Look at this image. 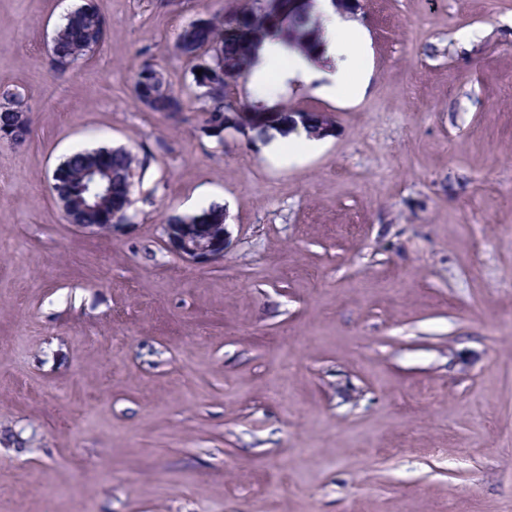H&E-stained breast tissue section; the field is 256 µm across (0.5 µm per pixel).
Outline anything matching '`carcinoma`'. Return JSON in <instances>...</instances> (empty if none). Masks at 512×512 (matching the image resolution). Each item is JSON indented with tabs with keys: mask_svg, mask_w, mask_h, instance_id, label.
I'll return each instance as SVG.
<instances>
[{
	"mask_svg": "<svg viewBox=\"0 0 512 512\" xmlns=\"http://www.w3.org/2000/svg\"><path fill=\"white\" fill-rule=\"evenodd\" d=\"M290 0H232L221 13L192 21L179 34L177 52L193 63L192 83L206 103L203 125L224 117V90L239 88L247 82L255 53L266 41H278L288 50H296L313 63L321 43V28L311 9L288 8ZM107 35L105 19L90 4H84L65 16L55 31L53 61L61 71L78 66ZM202 73H197V70ZM133 92L136 99L152 112L175 119L185 109L178 95L157 68L142 64L136 73ZM239 112L254 115L273 114L283 123L294 108L286 103L268 104L262 99L241 96ZM27 102L20 93L6 89L0 93V137L6 141L25 139L30 133L26 119ZM97 166L112 170L111 196L96 202L82 191L86 172ZM141 160L123 147L78 150L68 155L53 174V189L64 204L67 215L84 224L110 223L112 208L130 201L135 171ZM170 224H182L189 233L199 232L200 224L224 223V207L211 205L198 214L173 215Z\"/></svg>",
	"mask_w": 512,
	"mask_h": 512,
	"instance_id": "obj_1",
	"label": "carcinoma"
}]
</instances>
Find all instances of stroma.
<instances>
[{"label":"stroma","instance_id":"1","mask_svg":"<svg viewBox=\"0 0 512 512\" xmlns=\"http://www.w3.org/2000/svg\"><path fill=\"white\" fill-rule=\"evenodd\" d=\"M80 0H0V512H503L512 501V0H361L374 73L284 165L286 127L202 133L175 52L225 0H91L105 41L58 71ZM152 62L175 121L132 94ZM148 167L132 226L70 224L50 190L78 149ZM220 196L201 267L162 226ZM35 481L23 484L22 472ZM14 102L15 108L3 110V102ZM28 112L27 102L20 93H13L9 89L0 93V133L7 142L16 138L27 139L30 133V122L26 119ZM320 147L319 139L308 137L305 130L301 131L300 136L292 135L287 139L278 138L272 149L278 159H294L300 151H315Z\"/></svg>","mask_w":512,"mask_h":512}]
</instances>
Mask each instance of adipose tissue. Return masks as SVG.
I'll use <instances>...</instances> for the list:
<instances>
[{"instance_id":"obj_1","label":"adipose tissue","mask_w":512,"mask_h":512,"mask_svg":"<svg viewBox=\"0 0 512 512\" xmlns=\"http://www.w3.org/2000/svg\"><path fill=\"white\" fill-rule=\"evenodd\" d=\"M322 14L324 50L333 61L329 69L312 66L303 57L284 55L279 46L265 45L250 74L251 88L267 84L287 86L294 79L319 81L320 92L328 98L362 95L372 75L365 31L351 18L336 12L330 0H316Z\"/></svg>"}]
</instances>
